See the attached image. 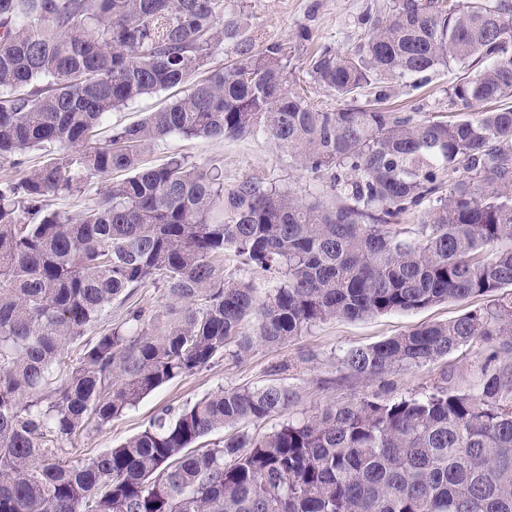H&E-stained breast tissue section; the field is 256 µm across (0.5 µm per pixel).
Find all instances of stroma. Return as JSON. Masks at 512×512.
Masks as SVG:
<instances>
[{
    "label": "stroma",
    "mask_w": 512,
    "mask_h": 512,
    "mask_svg": "<svg viewBox=\"0 0 512 512\" xmlns=\"http://www.w3.org/2000/svg\"><path fill=\"white\" fill-rule=\"evenodd\" d=\"M391 0H235L244 14L243 38L261 42L293 44L300 32L310 39L293 58L290 77L306 86L311 99L322 108L337 105L334 95L312 85L304 61L309 52L329 45L343 53L353 52L364 32L362 20L370 9L389 17ZM451 76L446 68L430 72L422 86L407 78L386 77L380 86L389 105L412 113L424 121L454 119L456 110L449 99ZM184 154L201 165H216L224 171V183L231 186L255 175L291 188L306 200H322L330 193L328 177L313 178L301 166L284 156L260 135L239 138L182 139L172 137L154 146L147 156L152 164L166 156ZM491 302L483 296L466 301H448L413 312H391L364 320H327L312 326L288 343L277 347H255L238 360L224 356L207 367L176 377L160 386L120 418L104 426H88L66 442L63 457L68 461L91 458L115 447L140 432L155 415L179 410L203 396L224 389L283 383L299 394L287 417H308L332 403L379 397L387 400L420 398L445 387L470 392L476 387L488 350L471 343L419 368H396L374 378L363 379L344 370L341 358L351 348L369 345L406 333L416 327L452 320L464 312Z\"/></svg>",
    "instance_id": "stroma-1"
}]
</instances>
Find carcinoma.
<instances>
[{
  "label": "carcinoma",
  "mask_w": 512,
  "mask_h": 512,
  "mask_svg": "<svg viewBox=\"0 0 512 512\" xmlns=\"http://www.w3.org/2000/svg\"><path fill=\"white\" fill-rule=\"evenodd\" d=\"M226 0H0V163L56 156L0 183V512H512V0H395L366 14L354 52L307 56L325 110L289 87L300 45L237 44ZM458 68L456 118L419 121L355 96L384 76ZM179 89L138 121L105 117ZM495 107L479 111L484 103ZM261 133L331 201L265 178L227 188L184 156L147 166L172 136ZM124 172L77 217L48 198ZM421 213V238L401 239ZM275 285L261 298L240 272ZM165 313L127 310L66 359L88 328L141 288ZM493 296L491 306L356 347L365 378L419 367L481 340L473 393L360 400L193 445L286 413L284 384L222 389L152 418L116 448L66 464L63 444L107 424L175 377L330 319L418 311ZM253 321V334L242 326ZM65 383L54 385L57 370Z\"/></svg>",
  "instance_id": "cac0c4a2"
}]
</instances>
